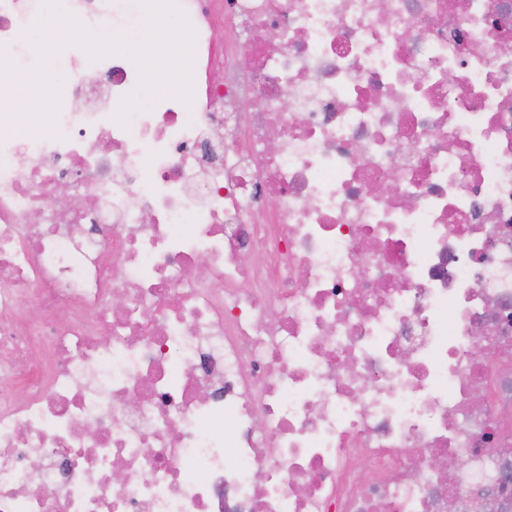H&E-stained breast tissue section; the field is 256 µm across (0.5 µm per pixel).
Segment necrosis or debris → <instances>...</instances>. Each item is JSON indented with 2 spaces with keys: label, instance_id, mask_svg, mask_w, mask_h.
I'll return each instance as SVG.
<instances>
[{
  "label": "necrosis or debris",
  "instance_id": "necrosis-or-debris-1",
  "mask_svg": "<svg viewBox=\"0 0 512 512\" xmlns=\"http://www.w3.org/2000/svg\"><path fill=\"white\" fill-rule=\"evenodd\" d=\"M175 3L191 103L0 132V512H512V0Z\"/></svg>",
  "mask_w": 512,
  "mask_h": 512
}]
</instances>
